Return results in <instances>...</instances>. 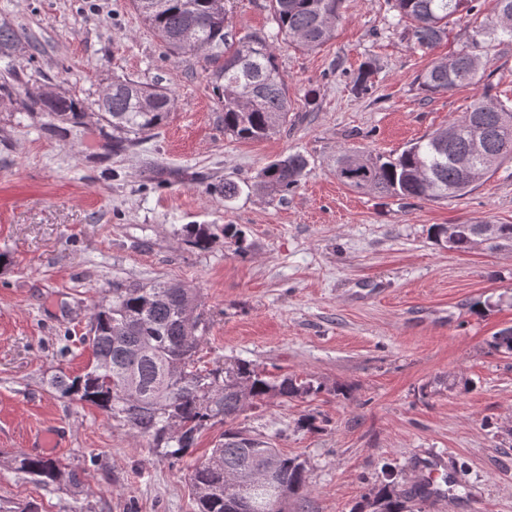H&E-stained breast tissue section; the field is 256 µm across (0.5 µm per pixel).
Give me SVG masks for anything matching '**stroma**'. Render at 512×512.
Listing matches in <instances>:
<instances>
[{"label": "stroma", "mask_w": 512, "mask_h": 512, "mask_svg": "<svg viewBox=\"0 0 512 512\" xmlns=\"http://www.w3.org/2000/svg\"><path fill=\"white\" fill-rule=\"evenodd\" d=\"M224 7L226 32L274 40L288 82V123L261 140L225 133L209 64L170 55L132 0H0V23L19 34L0 59V77H14L0 91V505L195 512L187 474L221 426L187 455L164 457L52 386L89 365L80 338L93 304L167 280L198 292L207 365L245 360L320 385L246 406L236 421L304 462L307 490L288 512H356L386 483L410 491L435 458L456 491L432 495L422 512H512V356L487 345L512 326V250L463 253L430 234L436 224H512V162L441 201L358 192L335 172L340 152L397 156L481 94L512 106V42L490 50L479 84L428 96L420 75L468 45L479 16L422 51L388 0H343L332 38L307 50L278 36L270 0ZM128 78L174 100L150 139L118 154L103 145L97 111L51 130L25 95L33 83L90 103ZM291 152L308 159L300 185L268 194L260 169ZM227 180L241 188L235 199L209 193ZM189 224L210 227L207 248L186 242ZM228 224L243 231L245 254L225 238ZM304 415L315 429L300 427ZM49 428L65 437L57 458L86 471L79 488H45L14 469L13 455Z\"/></svg>", "instance_id": "stroma-1"}]
</instances>
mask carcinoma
Wrapping results in <instances>:
<instances>
[{"label": "carcinoma", "mask_w": 512, "mask_h": 512, "mask_svg": "<svg viewBox=\"0 0 512 512\" xmlns=\"http://www.w3.org/2000/svg\"><path fill=\"white\" fill-rule=\"evenodd\" d=\"M215 0H163L144 20L173 55H205L212 66L218 98L224 106V130L241 140L268 137L288 123V86L276 63L275 48L266 39L246 36L229 43L224 13ZM400 18L412 26L407 36L420 50H429L448 35L455 18L477 10L479 0H393ZM342 0H271L278 33L301 47L322 46L341 20ZM193 28L197 44L180 41ZM512 41V0H495L493 14L473 31L470 45L433 65L419 77L429 95L458 83L481 81L492 43ZM19 42L13 27L0 24V57H7ZM224 48V55L206 51ZM30 105L50 119L76 126L88 106L63 96L27 91ZM172 100L166 88L123 80L112 85L106 101H97L106 146L119 153L134 140L149 135L168 118ZM483 140L482 153L472 152L475 139ZM512 162V108L484 94L459 121L411 144L397 157L384 159L343 152L336 161V178L354 190L417 199H451L467 195L506 162ZM307 168L300 153L280 156L258 174L259 183L272 193L297 188ZM484 224L459 225L451 247L469 251L481 238ZM189 241L198 248L209 245L212 234L205 225L186 227ZM197 292L180 282H158L115 288L112 299L92 307L84 340L93 361L81 375L54 381L64 397L95 405L122 421L133 435L157 452L183 456L201 430L216 422L228 425L211 456L193 465L189 484L197 512H240L238 486L246 483L251 512H284L276 507L281 493L294 496L306 487L305 467L296 458L280 455L274 473L253 478L266 442L248 435L235 422L248 404L271 397H297L317 393L321 387L308 380L265 375L254 364L234 360L212 368L196 358L201 336ZM500 353L512 355V327L496 332L488 342ZM16 470L43 486L66 484L78 488L84 471L59 459L18 453ZM366 506L372 512H405L404 495L390 485L372 492Z\"/></svg>", "instance_id": "cac0c4a2"}]
</instances>
